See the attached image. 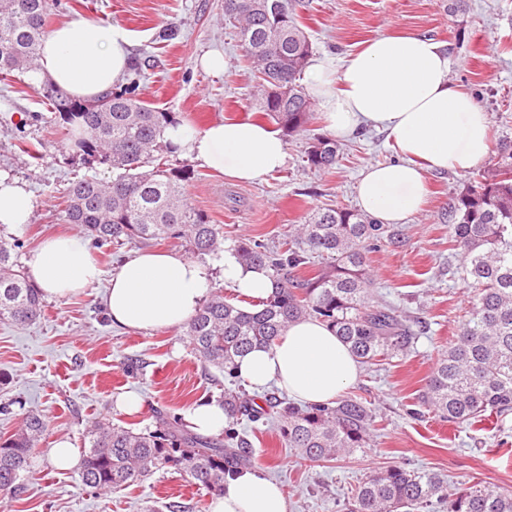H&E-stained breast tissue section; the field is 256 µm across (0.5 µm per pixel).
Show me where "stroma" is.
I'll use <instances>...</instances> for the list:
<instances>
[{
	"label": "stroma",
	"mask_w": 512,
	"mask_h": 512,
	"mask_svg": "<svg viewBox=\"0 0 512 512\" xmlns=\"http://www.w3.org/2000/svg\"><path fill=\"white\" fill-rule=\"evenodd\" d=\"M77 15L128 32L130 62L145 69V98L180 124L200 130L219 120L255 117L254 78L224 23L223 0H53L47 25ZM300 21L315 56L335 65L364 42L391 32L445 44L451 49L449 77L488 112L493 140L512 138V0H466L458 13L449 12L448 0H309ZM213 49L224 53V72L217 77L198 65ZM325 132L317 118L306 133L286 137L285 167L252 183L229 181L178 154L168 162L189 165L188 198L212 223L223 225L225 248L244 238L274 247L314 206L357 208L364 168L397 158L385 133L371 129L345 139L336 169L315 171L306 161V143ZM0 170L25 181L35 197L31 224L0 232V241L15 244L13 257L22 266L45 237L75 232L62 219L73 182L87 175L112 179L110 168L89 166L64 147L41 88L19 73L0 80ZM464 179L461 173H428L427 203L402 225L403 247L383 246L367 255L377 296L406 317L417 335L390 365L362 366L357 383L345 391L377 414L370 447L311 463L285 448L272 426L247 432L252 465L282 486L290 512H343L354 485L394 465L443 474L453 487L482 481L512 493V413H492L460 428L410 415L438 352L455 339L472 305V291L453 273L459 258L442 219L451 192ZM0 375L6 379L0 384V436L13 434L31 411L46 422L28 478L16 492L0 495V512H169L172 502L181 512H208L211 495L179 473L160 471L99 496L83 487L79 470L58 471L49 456L61 438L82 446L91 422L101 417L142 431L154 427L157 413L182 416L199 401L218 400L223 376L205 370L182 330L111 327L98 285L69 299L45 301L41 317L30 324L0 322ZM127 391L142 396L140 412L118 408V397Z\"/></svg>",
	"instance_id": "35a3bbf8"
}]
</instances>
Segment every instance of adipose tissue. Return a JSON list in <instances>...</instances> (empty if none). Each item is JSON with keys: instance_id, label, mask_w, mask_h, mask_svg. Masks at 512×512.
<instances>
[{"instance_id": "obj_1", "label": "adipose tissue", "mask_w": 512, "mask_h": 512, "mask_svg": "<svg viewBox=\"0 0 512 512\" xmlns=\"http://www.w3.org/2000/svg\"><path fill=\"white\" fill-rule=\"evenodd\" d=\"M130 42L119 25L77 16L45 36L27 78L50 80L70 96L92 99L125 73ZM451 61L441 45L418 34L374 38L337 67L311 59L308 87L326 129L345 139L364 129L386 130L396 161L368 167L358 184L361 210L386 224H401L422 211L430 171L464 172L491 149L485 109L449 79ZM176 151L238 182L282 169L284 139L251 119L212 123L203 131L170 129ZM34 199L25 183L0 173V228L31 223ZM223 276L239 296L262 301L275 283L266 271L239 263L225 252ZM29 281L48 298H68L98 283L102 270L84 241L63 233L47 237L29 262ZM213 266L181 252L140 251L123 261L109 280L107 315L113 325L138 331L182 327L211 294ZM236 371L248 388L277 387L292 400L334 401L357 381L360 365L326 323L289 325L273 345L239 356ZM210 512H289L281 487L260 468L224 477V493Z\"/></svg>"}]
</instances>
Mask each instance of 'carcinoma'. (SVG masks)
Here are the masks:
<instances>
[{"mask_svg":"<svg viewBox=\"0 0 512 512\" xmlns=\"http://www.w3.org/2000/svg\"><path fill=\"white\" fill-rule=\"evenodd\" d=\"M301 6V0H224V22L236 29L255 77L259 113L285 136L306 131L316 107L303 84L313 46L298 20ZM50 9V0H0L1 75L33 66ZM132 71L125 83L93 101L74 99L53 84L44 88L65 146L88 163L112 167L115 174L110 182L94 176L76 181L63 220L97 248L178 239L194 253L219 251L224 229L189 202L190 169L159 162V156L173 153L166 132L178 122L143 99L141 68ZM275 77L288 83V95L272 91ZM340 151L336 139L320 135L307 143L305 156L310 167L329 172ZM448 226L473 302L456 341L441 353L421 402L441 420L460 426L488 412H512V139L500 140L497 155L452 193ZM382 242L398 249L404 237L361 209L336 204L312 208L282 249L257 239L238 242L233 248L237 259L269 271L277 282L275 293L261 309L249 310L214 291L182 326L204 366L224 375V436L202 437L176 415L159 414L155 429L140 432L98 420L86 431L83 486L105 493L173 469L208 493L222 494L224 474L250 461L240 420L257 423L268 415L236 388L235 358L256 345L275 343L291 322L315 318L328 323L365 365L403 353L415 333L391 307L374 300L366 268L367 251ZM15 248L0 243V320L25 323L41 314L43 298L12 260ZM313 265V276H298ZM269 407L285 447L308 462L366 447L374 422L371 409L351 397L300 407L273 396ZM44 432L41 415L29 413L13 434L0 437V493L21 486ZM436 504L446 512H512V495L480 482L449 494L436 473L392 466L352 489L346 510L419 512Z\"/></svg>","mask_w":512,"mask_h":512,"instance_id":"carcinoma-1","label":"carcinoma"}]
</instances>
